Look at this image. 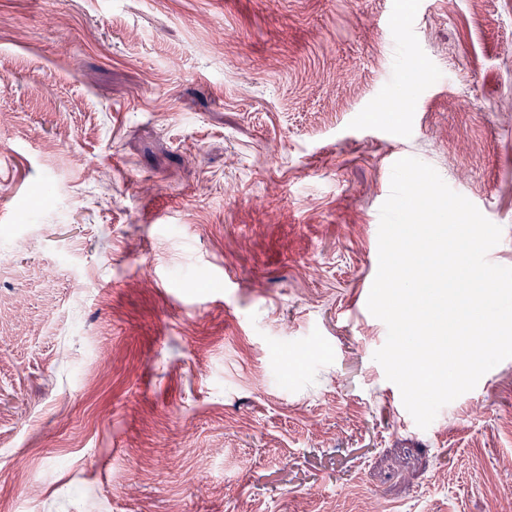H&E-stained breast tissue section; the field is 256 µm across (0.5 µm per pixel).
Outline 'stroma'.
<instances>
[{"label": "stroma", "instance_id": "obj_1", "mask_svg": "<svg viewBox=\"0 0 512 512\" xmlns=\"http://www.w3.org/2000/svg\"><path fill=\"white\" fill-rule=\"evenodd\" d=\"M405 157L512 267V0H0V512H512V359H373Z\"/></svg>", "mask_w": 512, "mask_h": 512}]
</instances>
